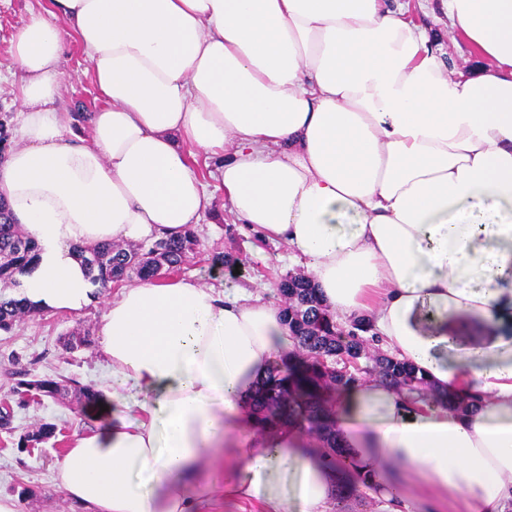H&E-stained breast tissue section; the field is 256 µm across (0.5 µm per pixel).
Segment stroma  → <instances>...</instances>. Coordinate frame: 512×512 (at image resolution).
<instances>
[{
    "label": "stroma",
    "instance_id": "obj_1",
    "mask_svg": "<svg viewBox=\"0 0 512 512\" xmlns=\"http://www.w3.org/2000/svg\"><path fill=\"white\" fill-rule=\"evenodd\" d=\"M410 6L417 23L441 31L450 64L463 68L471 57L470 50L448 31L435 0H410ZM49 8V0H0L1 74L8 71L10 41L17 27L30 15H47ZM65 41L61 104L70 112L79 108L94 112L101 101L90 79L89 64L74 34H66ZM196 167L213 205L194 228L200 252L182 264L179 277H191L219 290L244 286L270 299L283 277L304 274L303 259H288L284 244L261 238L225 209L224 193L211 176L215 168L212 160L198 156ZM222 255L227 256V263H219ZM103 313L100 302L78 313L45 310L18 322L10 332L0 331V399L23 379L53 378L93 388L111 383L99 343L74 352L62 346L64 335L72 330L97 333ZM43 423L58 426L56 437L34 449L22 448V438ZM93 425L85 409L66 399L34 398L14 406L10 430L0 429V493L15 495L28 490V497L21 502L22 512H82L56 486L55 466L75 433Z\"/></svg>",
    "mask_w": 512,
    "mask_h": 512
}]
</instances>
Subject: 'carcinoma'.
<instances>
[{"mask_svg": "<svg viewBox=\"0 0 512 512\" xmlns=\"http://www.w3.org/2000/svg\"><path fill=\"white\" fill-rule=\"evenodd\" d=\"M199 248L194 231L187 230L177 237L154 241L151 245H127L104 242L76 249V257L85 266L91 283L102 290L136 277L152 279L162 270L174 272L188 255ZM38 261V246L29 234L22 231L10 216L7 204L0 200V288L20 287L19 276L30 273ZM284 298V315L293 342L292 351L275 364L267 378L256 390L253 413L257 425L274 430L295 423L314 431L330 448H338L331 421V407L336 402V388L358 380L372 369L344 373L334 360L342 352L360 353L363 340L358 332H366L369 323L359 321L349 335H342L335 317L322 305L318 289L309 280L284 277L277 286ZM40 311L38 305L23 296L0 294V330L8 331L21 319ZM91 344L90 333L73 331L63 337L68 351ZM378 375L415 400L426 396L429 384L416 369L392 356L374 359ZM35 384L45 397L70 396L78 403L89 404L97 394L90 387L70 386L51 378L35 381L21 380L18 386ZM56 425L42 424L22 440L42 443L56 436Z\"/></svg>", "mask_w": 512, "mask_h": 512, "instance_id": "cac0c4a2", "label": "carcinoma"}]
</instances>
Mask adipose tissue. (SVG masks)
I'll return each instance as SVG.
<instances>
[{
	"instance_id": "ef3b65f1",
	"label": "adipose tissue",
	"mask_w": 512,
	"mask_h": 512,
	"mask_svg": "<svg viewBox=\"0 0 512 512\" xmlns=\"http://www.w3.org/2000/svg\"><path fill=\"white\" fill-rule=\"evenodd\" d=\"M459 71L406 0H50L11 41L15 145L0 198L40 247L25 296L99 297L74 245L174 236L224 204L305 258L325 305L442 403L376 378L340 391L336 440L386 512L422 478L453 512H512V0H440ZM73 30L103 101L90 136L59 111ZM112 370L55 480L84 512H330L346 484L295 425L251 401L290 348L283 308L241 288L149 279L106 303Z\"/></svg>"
}]
</instances>
